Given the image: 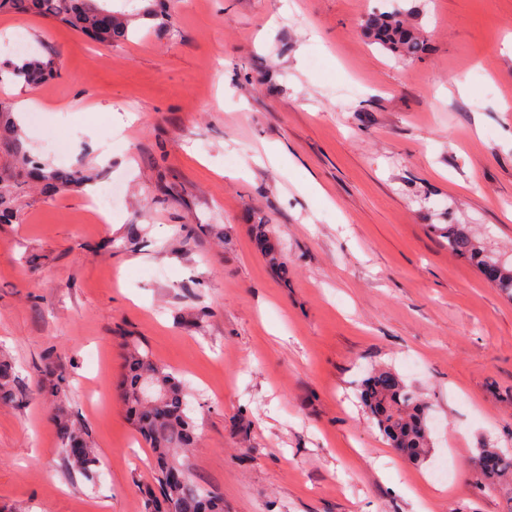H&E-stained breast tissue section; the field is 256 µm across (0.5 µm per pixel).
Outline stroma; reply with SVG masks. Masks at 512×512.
<instances>
[{
    "label": "stroma",
    "mask_w": 512,
    "mask_h": 512,
    "mask_svg": "<svg viewBox=\"0 0 512 512\" xmlns=\"http://www.w3.org/2000/svg\"><path fill=\"white\" fill-rule=\"evenodd\" d=\"M168 6L171 31L143 19L111 47L0 14V62L21 36L60 69L0 83V101L47 108L21 120L26 147L121 191L108 224L80 188L29 190L0 224L19 393L0 406V512H144L152 451L115 389L130 339L186 384L199 438L180 461L224 512H506L512 487H477L475 470L478 448L512 454V298L440 229L512 262V0ZM396 9L422 29L420 58L362 32ZM377 367L430 408L423 463L364 411ZM61 409L94 477L61 452ZM62 443V451L67 462L88 477H93L98 467L95 450L89 440L88 434L77 427L71 417L62 411H58L53 417ZM71 448H78L72 450Z\"/></svg>",
    "instance_id": "obj_1"
}]
</instances>
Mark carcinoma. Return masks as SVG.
Returning a JSON list of instances; mask_svg holds the SVG:
<instances>
[{"label": "carcinoma", "mask_w": 512, "mask_h": 512, "mask_svg": "<svg viewBox=\"0 0 512 512\" xmlns=\"http://www.w3.org/2000/svg\"><path fill=\"white\" fill-rule=\"evenodd\" d=\"M161 0L128 11L110 5V0H0V13L32 14L70 27L99 42L128 41L135 34L132 22L138 18L154 22L153 28L166 31L173 26L169 10ZM364 34L399 59L420 57L425 44L420 31L401 10L371 12L361 23ZM58 75L50 57L26 56L0 66V81L9 79L39 84ZM92 180L89 167L81 163L55 168L32 154L24 145L10 106L0 102V223L17 218L19 195L36 183L47 192L83 186ZM444 235L448 250L473 263L490 282L512 298V266L486 252L460 224H450ZM262 249L280 273L288 272L279 244L260 232ZM398 375L389 369L371 373L363 384L361 400L368 414L400 456L413 464L424 461L430 452L423 402L403 384L387 386ZM120 392L128 417L155 456L154 487L148 492L147 512H154L159 500L167 512H224V496L197 487L177 458L178 451L197 442V425L190 416L188 392L183 381L154 362L135 342L124 354V374ZM17 398L16 371L12 359L0 356V402ZM67 462L87 476L95 473L98 461L88 434L71 417L60 411L53 417ZM495 454L497 465L483 470L481 483L499 484L512 479V456L494 448H481L478 455Z\"/></svg>", "instance_id": "carcinoma-1"}]
</instances>
